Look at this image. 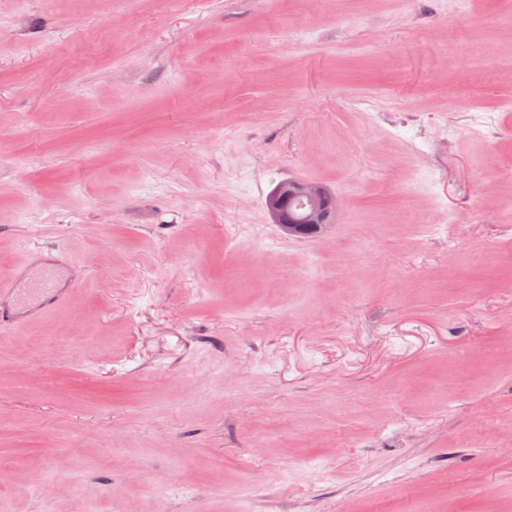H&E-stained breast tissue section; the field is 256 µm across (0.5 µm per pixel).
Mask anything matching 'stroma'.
Here are the masks:
<instances>
[{
  "mask_svg": "<svg viewBox=\"0 0 512 512\" xmlns=\"http://www.w3.org/2000/svg\"><path fill=\"white\" fill-rule=\"evenodd\" d=\"M509 222L512 0H0V512H512ZM268 197L270 220L273 224H280L292 236L306 226L323 227L331 223L339 207L337 198L324 186L297 179L281 182ZM294 201L300 204L297 210L289 208ZM40 245H22L13 269L0 278V334L6 336L19 327L44 318L70 297V282L64 268L35 265Z\"/></svg>",
  "mask_w": 512,
  "mask_h": 512,
  "instance_id": "stroma-1",
  "label": "stroma"
}]
</instances>
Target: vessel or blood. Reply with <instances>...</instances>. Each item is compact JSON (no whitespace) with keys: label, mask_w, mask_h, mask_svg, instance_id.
Wrapping results in <instances>:
<instances>
[{"label":"vessel or blood","mask_w":512,"mask_h":512,"mask_svg":"<svg viewBox=\"0 0 512 512\" xmlns=\"http://www.w3.org/2000/svg\"><path fill=\"white\" fill-rule=\"evenodd\" d=\"M38 249V243L23 244L10 273L0 278L1 335L44 318L70 296V284L61 268L34 264Z\"/></svg>","instance_id":"b4317fda"}]
</instances>
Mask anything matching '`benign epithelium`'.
<instances>
[{"label":"benign epithelium","mask_w":512,"mask_h":512,"mask_svg":"<svg viewBox=\"0 0 512 512\" xmlns=\"http://www.w3.org/2000/svg\"><path fill=\"white\" fill-rule=\"evenodd\" d=\"M299 202L292 210L289 204ZM339 202L319 183L291 179L281 182L269 196L268 214L274 224L282 226L295 236L304 227H320L331 222Z\"/></svg>","instance_id":"7a95c632"}]
</instances>
